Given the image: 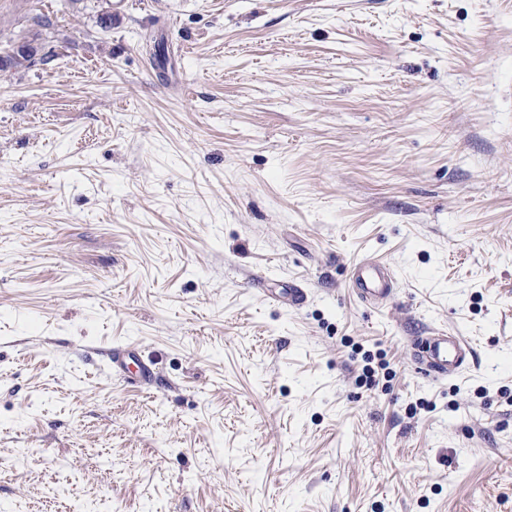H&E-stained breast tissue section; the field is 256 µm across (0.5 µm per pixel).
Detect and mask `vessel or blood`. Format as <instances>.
<instances>
[{"label": "vessel or blood", "mask_w": 512, "mask_h": 512, "mask_svg": "<svg viewBox=\"0 0 512 512\" xmlns=\"http://www.w3.org/2000/svg\"><path fill=\"white\" fill-rule=\"evenodd\" d=\"M352 287L359 299L389 300L395 294V274L380 262H360L352 270ZM411 350L421 373L435 378L459 374L475 356L469 341L451 331L416 337Z\"/></svg>", "instance_id": "b4317fda"}]
</instances>
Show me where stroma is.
Segmentation results:
<instances>
[{"instance_id":"obj_1","label":"stroma","mask_w":512,"mask_h":512,"mask_svg":"<svg viewBox=\"0 0 512 512\" xmlns=\"http://www.w3.org/2000/svg\"><path fill=\"white\" fill-rule=\"evenodd\" d=\"M105 5L0 0V504L512 512V0ZM13 52L23 53L34 62L42 61L48 53L46 51V42L42 35L38 38L29 37L27 40L17 44ZM13 52H10V54ZM25 56L9 57V69L20 70L28 68L30 64H28V59ZM352 288L362 300H390L395 294V274L378 261L359 262L352 270ZM411 350L420 372L434 378L459 374L475 356L469 341L451 331L417 336L411 344Z\"/></svg>"}]
</instances>
